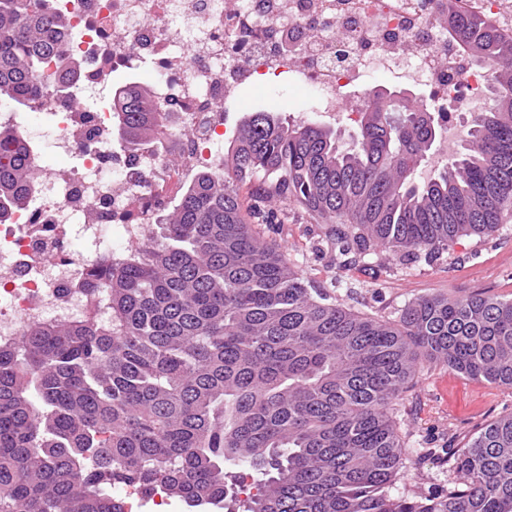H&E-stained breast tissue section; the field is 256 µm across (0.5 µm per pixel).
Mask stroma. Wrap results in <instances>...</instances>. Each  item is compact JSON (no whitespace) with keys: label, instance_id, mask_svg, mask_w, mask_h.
<instances>
[{"label":"stroma","instance_id":"stroma-1","mask_svg":"<svg viewBox=\"0 0 512 512\" xmlns=\"http://www.w3.org/2000/svg\"><path fill=\"white\" fill-rule=\"evenodd\" d=\"M305 100L304 90L279 84L243 89L237 105L224 112V135L232 137L243 116L258 110H279L299 119ZM256 226L308 279L320 286L334 285L340 302L372 317L398 320L407 304L427 294L512 298V218L492 236L461 238L440 260L405 266L384 254L363 268L336 267L317 252L314 243L322 226L296 204H289L284 223ZM509 413L512 388L466 378L437 362H423L400 404L399 428L410 464L396 482L398 491L421 499L446 489L450 474L442 449L462 446L486 424Z\"/></svg>","mask_w":512,"mask_h":512}]
</instances>
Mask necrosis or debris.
Returning <instances> with one entry per match:
<instances>
[{"label": "necrosis or debris", "mask_w": 512, "mask_h": 512, "mask_svg": "<svg viewBox=\"0 0 512 512\" xmlns=\"http://www.w3.org/2000/svg\"><path fill=\"white\" fill-rule=\"evenodd\" d=\"M66 22L63 54L85 66L66 98L1 112L21 131L37 179L0 219V348L26 328L91 314L93 264L141 247L165 204L224 162V104L267 75L305 90L316 111L352 124L372 80L427 86L431 103L488 105L491 69L448 36V0H49ZM326 28L307 34L310 20ZM149 76L165 127L150 147L114 140L115 77ZM56 160L48 162L45 152ZM95 248L69 249L70 227Z\"/></svg>", "instance_id": "1"}]
</instances>
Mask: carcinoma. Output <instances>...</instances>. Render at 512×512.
I'll return each mask as SVG.
<instances>
[{
	"label": "carcinoma",
	"mask_w": 512,
	"mask_h": 512,
	"mask_svg": "<svg viewBox=\"0 0 512 512\" xmlns=\"http://www.w3.org/2000/svg\"><path fill=\"white\" fill-rule=\"evenodd\" d=\"M46 0H0V101L34 108L82 71L59 58L62 19ZM448 27L498 69L491 106L471 116L448 165L419 184L434 145L428 107L364 94L356 145L326 124L250 112L200 172L162 233L90 270L108 319L30 329L0 349V512H123L107 487L164 488L226 512H512V415L448 449L458 479L437 497L393 493L406 468L396 412L420 360L512 388V299L421 297L399 323L360 315L315 285L241 217L240 188L291 200L329 225L336 266L379 253L431 262L512 215V38L448 0ZM122 139L158 137L147 90L112 99ZM36 167L0 128V216L25 202ZM264 479L233 495L224 463Z\"/></svg>",
	"instance_id": "cac0c4a2"
}]
</instances>
